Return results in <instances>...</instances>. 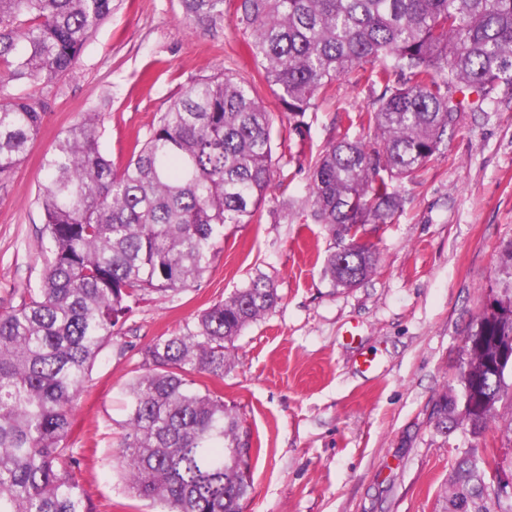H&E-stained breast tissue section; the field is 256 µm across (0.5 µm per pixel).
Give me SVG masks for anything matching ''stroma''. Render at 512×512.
Instances as JSON below:
<instances>
[{"mask_svg":"<svg viewBox=\"0 0 512 512\" xmlns=\"http://www.w3.org/2000/svg\"><path fill=\"white\" fill-rule=\"evenodd\" d=\"M113 5L72 72L21 88L48 108L27 156L0 184V311L20 305L41 280V162L83 113H99L100 150L121 168L135 139H146L198 78L222 71L254 81L272 114L274 177L256 220L225 226L204 278L176 296L147 297L95 361L68 438L74 475L95 512H150L112 467L122 388L142 348L259 276L279 301L235 340L223 380L208 383L251 435L253 488L243 512H434L464 451L508 452L500 429L512 421V400L499 403L479 437L463 406L444 432L433 410L442 394H461V342L492 295L501 246L512 240V99L462 112L424 168L393 180L403 212L367 227L378 252L374 272L336 287L323 268L333 233L311 216L313 165L342 136L373 141L361 118L382 92L369 79L371 63L334 81L295 118L260 80L233 5L213 30L190 25L180 0Z\"/></svg>","mask_w":512,"mask_h":512,"instance_id":"35a3bbf8","label":"stroma"}]
</instances>
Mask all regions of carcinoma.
Segmentation results:
<instances>
[{
	"label": "carcinoma",
	"instance_id": "carcinoma-1",
	"mask_svg": "<svg viewBox=\"0 0 512 512\" xmlns=\"http://www.w3.org/2000/svg\"><path fill=\"white\" fill-rule=\"evenodd\" d=\"M113 0H0V183L43 124L47 104L10 94L53 84L77 64ZM225 0H181L186 19L215 28ZM238 26L284 111L302 116L326 86L367 60L383 86L366 111L376 145L344 136L314 164L312 218L337 248L333 285L374 271L367 224L392 222L402 199L389 180L423 168L458 123L465 97L512 90V0H236ZM99 115L86 112L45 154L37 203L48 242L37 288L0 312V512H95L73 476L67 444L74 402L114 328L144 297L177 295L209 271L226 224L259 210L272 169V115L244 80L197 79L161 113L127 164L99 150ZM504 294L484 307L461 376L472 434L490 426L508 385L494 366L512 341V240ZM278 302L256 278L197 321L142 350L123 387L126 418L114 461L134 498L164 512H242L252 492L249 435L197 377L224 379L230 345ZM438 512H512L494 495L478 449L457 460Z\"/></svg>",
	"mask_w": 512,
	"mask_h": 512
}]
</instances>
